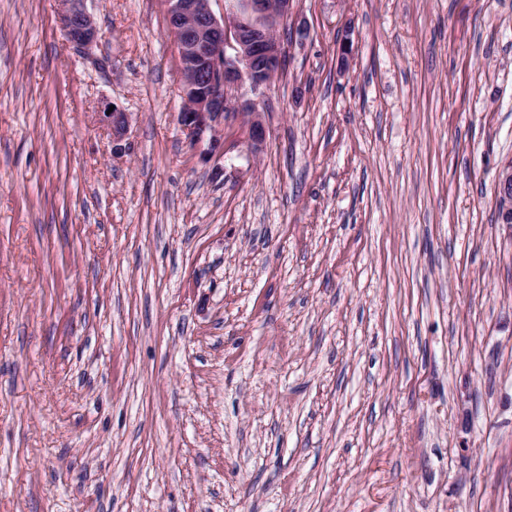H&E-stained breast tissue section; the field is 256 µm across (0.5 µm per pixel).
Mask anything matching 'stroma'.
Returning <instances> with one entry per match:
<instances>
[{
	"label": "stroma",
	"mask_w": 512,
	"mask_h": 512,
	"mask_svg": "<svg viewBox=\"0 0 512 512\" xmlns=\"http://www.w3.org/2000/svg\"><path fill=\"white\" fill-rule=\"evenodd\" d=\"M87 7L0 0V512H512V0H297L207 160ZM61 3L60 23L66 41L73 47L85 49L99 36L94 16L86 7V0H58ZM103 114L112 132V144L115 145L116 150H122L119 146L124 140L129 127L128 114L126 112H121L118 108H114L110 114H107V112H103ZM499 212L502 215V225L512 238V160L505 162L498 172Z\"/></svg>",
	"instance_id": "stroma-1"
}]
</instances>
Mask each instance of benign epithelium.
Masks as SVG:
<instances>
[{"mask_svg": "<svg viewBox=\"0 0 512 512\" xmlns=\"http://www.w3.org/2000/svg\"><path fill=\"white\" fill-rule=\"evenodd\" d=\"M60 23L66 41L85 49L99 36L86 0H59ZM211 0H166L170 33L178 47L183 77V105L179 120L191 143L207 142L206 155L224 152V123L246 118L248 141L258 149L265 126L256 104L238 95L245 83L259 91L271 83L284 63L278 31L288 20L294 0H239L224 5L222 18L210 8ZM112 144L120 146L129 117L115 108L104 114ZM499 212L512 237V160L498 172Z\"/></svg>", "mask_w": 512, "mask_h": 512, "instance_id": "obj_1", "label": "benign epithelium"}]
</instances>
